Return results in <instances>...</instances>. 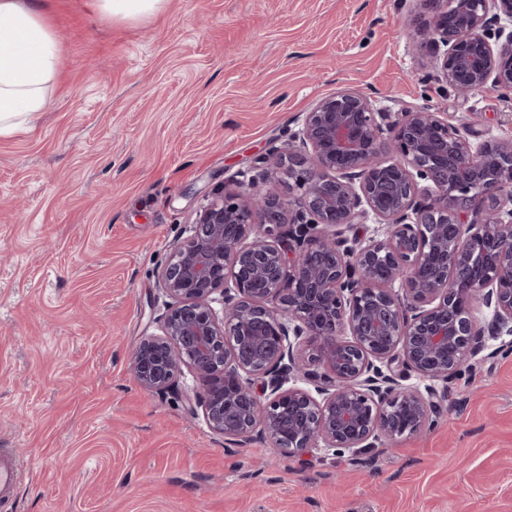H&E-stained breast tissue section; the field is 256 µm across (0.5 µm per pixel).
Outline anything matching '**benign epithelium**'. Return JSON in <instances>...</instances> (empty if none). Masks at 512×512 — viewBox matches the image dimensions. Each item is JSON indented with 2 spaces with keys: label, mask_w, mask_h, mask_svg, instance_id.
<instances>
[{
  "label": "benign epithelium",
  "mask_w": 512,
  "mask_h": 512,
  "mask_svg": "<svg viewBox=\"0 0 512 512\" xmlns=\"http://www.w3.org/2000/svg\"><path fill=\"white\" fill-rule=\"evenodd\" d=\"M424 2L437 81L511 96L512 0ZM238 176L172 246L162 334L129 360L151 393L189 371L224 439L303 456L415 435L467 359L512 337V137L475 145L428 105L342 90Z\"/></svg>",
  "instance_id": "7a95c632"
}]
</instances>
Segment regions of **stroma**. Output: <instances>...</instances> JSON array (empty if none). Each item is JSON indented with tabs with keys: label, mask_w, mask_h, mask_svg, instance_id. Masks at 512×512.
<instances>
[{
	"label": "stroma",
	"mask_w": 512,
	"mask_h": 512,
	"mask_svg": "<svg viewBox=\"0 0 512 512\" xmlns=\"http://www.w3.org/2000/svg\"><path fill=\"white\" fill-rule=\"evenodd\" d=\"M61 41L41 116L0 136V448L23 479L0 512H512V354L488 341L434 426L361 454L226 443L196 384L143 390L157 275L205 196L349 89L423 104L471 140L512 102L441 86L422 0H167L112 19L42 0Z\"/></svg>",
	"instance_id": "1"
}]
</instances>
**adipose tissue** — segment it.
Returning a JSON list of instances; mask_svg holds the SVG:
<instances>
[{"instance_id":"1","label":"adipose tissue","mask_w":512,"mask_h":512,"mask_svg":"<svg viewBox=\"0 0 512 512\" xmlns=\"http://www.w3.org/2000/svg\"><path fill=\"white\" fill-rule=\"evenodd\" d=\"M59 56L40 0H0V135L43 112Z\"/></svg>"}]
</instances>
